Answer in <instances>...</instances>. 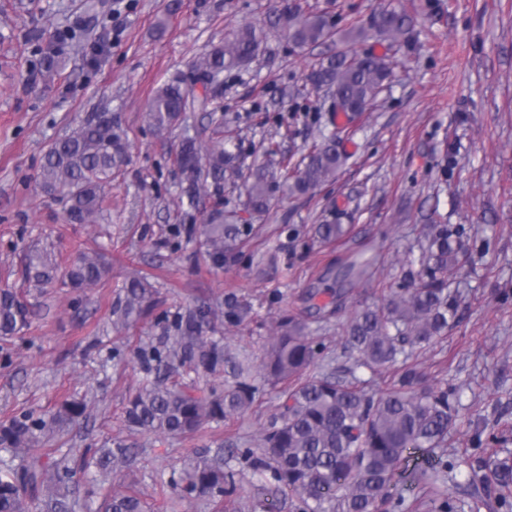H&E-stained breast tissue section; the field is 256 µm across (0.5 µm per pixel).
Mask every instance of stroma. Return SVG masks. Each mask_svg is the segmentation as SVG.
I'll list each match as a JSON object with an SVG mask.
<instances>
[{
  "instance_id": "35a3bbf8",
  "label": "stroma",
  "mask_w": 512,
  "mask_h": 512,
  "mask_svg": "<svg viewBox=\"0 0 512 512\" xmlns=\"http://www.w3.org/2000/svg\"><path fill=\"white\" fill-rule=\"evenodd\" d=\"M167 2L101 0L82 44L95 51L94 65L77 57L49 80L36 66L37 45L79 25L86 0H0V276L21 287L24 254L34 247H50L63 265L75 250L99 244L111 263L103 284L82 291L61 281L24 290L29 325L0 341V417L86 396L91 416L73 447L138 450L130 467L113 471V490L135 487L149 512H214L205 499L175 503L164 490L189 456L220 447L229 459L249 447L277 414L280 389L261 384L251 410L191 437L135 433L123 408L144 377L137 346L157 344L187 307L215 303L224 383H233L238 359L261 360L283 312L305 320L314 343L344 370L352 364L344 327L361 305L381 303L386 288L404 281L409 249L434 217L464 225L473 262L451 275L463 294L461 324L415 364L460 393L463 422L448 438L449 459L473 449L480 432L506 436L512 451V0H396L416 18L412 48L376 105L342 125L322 109L321 94L292 95L332 48H295L278 21L282 0H182L169 18ZM297 2L341 31L369 25L379 7V0ZM162 17L168 24L159 33ZM248 26L264 41L252 62L225 72L219 111L186 113L164 134L150 128L145 111L155 90ZM105 108L126 135L127 157L106 220L69 224L58 200L36 193L39 166L56 137ZM218 122L235 134L227 149L242 177L225 184L224 208L252 228L243 256L221 267L196 241L210 200L182 205L187 182L175 163L184 136L207 141ZM323 136L335 137L346 157L335 180L311 197L274 191L267 210L253 212L243 182L265 163L269 144L297 162ZM332 210L352 230L323 242L314 229ZM272 251L278 264L268 260ZM362 252L374 259L370 277L335 305L336 269ZM136 273L150 277L153 308L114 330L112 307Z\"/></svg>"
}]
</instances>
